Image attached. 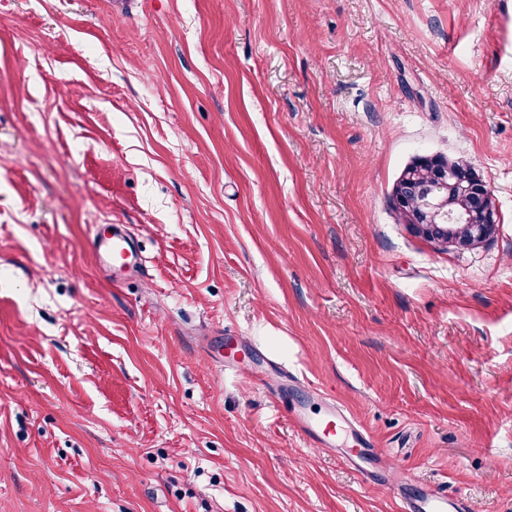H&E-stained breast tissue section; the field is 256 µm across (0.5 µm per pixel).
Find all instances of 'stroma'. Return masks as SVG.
Listing matches in <instances>:
<instances>
[{
	"instance_id": "obj_1",
	"label": "stroma",
	"mask_w": 512,
	"mask_h": 512,
	"mask_svg": "<svg viewBox=\"0 0 512 512\" xmlns=\"http://www.w3.org/2000/svg\"><path fill=\"white\" fill-rule=\"evenodd\" d=\"M0 0V512H512V0ZM470 160L441 253L388 194ZM124 225L143 272L95 225ZM448 163L455 178L463 180L468 173L476 171L473 163L463 158H448L443 155H416L407 163L398 174L388 202L396 219L404 216V210H415L423 214L430 222L423 224L417 214L410 213L403 220V224L414 233L418 230L421 235L428 237L429 242L438 251H464L473 250L484 245L489 239V230L496 228L500 222L499 211L496 206L490 186L480 178L467 186V191L473 195L476 207L481 211L483 224H473L476 218L472 215L470 204L458 196L456 188L447 185L440 186V178L444 176L442 168ZM412 183L417 192L407 199L398 198L400 185ZM447 198L446 203L441 202ZM399 221V220H398ZM458 224L463 226L450 229L452 236L448 238V228L436 232L438 225ZM112 235L103 237L99 231L94 234V248L101 258H116L121 262V267L136 269L140 267L137 248L132 240L121 228L115 224ZM294 427L315 445L329 450L337 442L345 441L344 447L354 446L359 442L356 432H353L351 422L334 406H328L317 417L310 416L300 410L291 416ZM403 512H468L462 497H448L428 485L398 490Z\"/></svg>"
}]
</instances>
